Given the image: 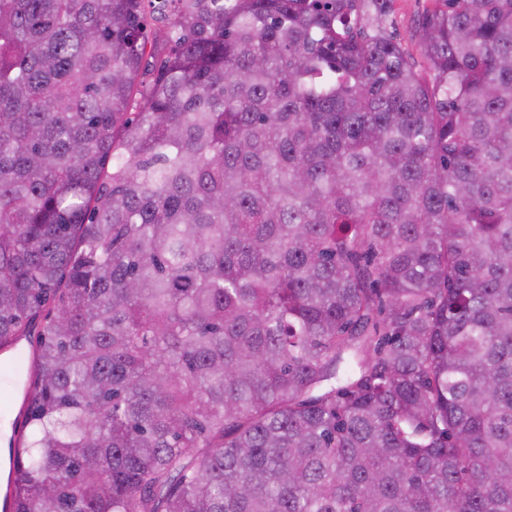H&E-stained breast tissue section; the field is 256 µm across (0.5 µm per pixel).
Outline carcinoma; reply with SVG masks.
Listing matches in <instances>:
<instances>
[{
    "mask_svg": "<svg viewBox=\"0 0 512 512\" xmlns=\"http://www.w3.org/2000/svg\"><path fill=\"white\" fill-rule=\"evenodd\" d=\"M0 0L10 512H512V0ZM434 5V0H392L385 17L386 32L401 44L421 68L425 67V61L413 34L422 15Z\"/></svg>",
    "mask_w": 512,
    "mask_h": 512,
    "instance_id": "obj_1",
    "label": "carcinoma"
}]
</instances>
